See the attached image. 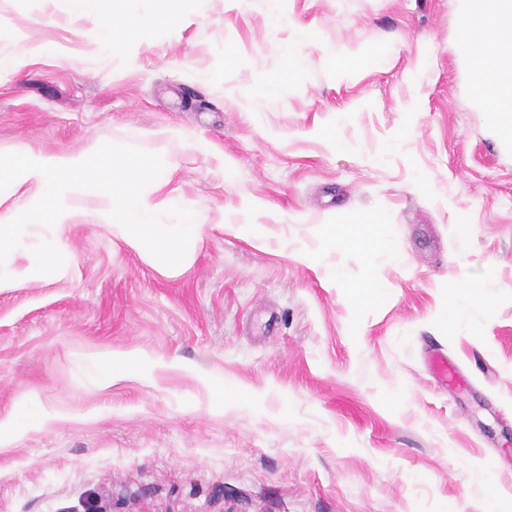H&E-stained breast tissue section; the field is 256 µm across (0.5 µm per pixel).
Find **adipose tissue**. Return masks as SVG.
Listing matches in <instances>:
<instances>
[{"label": "adipose tissue", "mask_w": 512, "mask_h": 512, "mask_svg": "<svg viewBox=\"0 0 512 512\" xmlns=\"http://www.w3.org/2000/svg\"><path fill=\"white\" fill-rule=\"evenodd\" d=\"M74 14L101 17L105 50L115 53L141 27L176 26L200 16L206 0H154L152 15L130 22L135 0H67ZM461 25V44L485 68L501 57V27L512 25V0H487ZM174 163L126 154L95 144L83 152L46 151L26 143L0 146V291L67 272L76 263L63 240L83 212L110 235L136 248L168 273L193 260L205 226L181 207L169 186Z\"/></svg>", "instance_id": "1"}]
</instances>
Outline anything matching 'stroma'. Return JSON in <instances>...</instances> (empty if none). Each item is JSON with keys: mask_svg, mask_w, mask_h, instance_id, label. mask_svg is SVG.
<instances>
[{"mask_svg": "<svg viewBox=\"0 0 512 512\" xmlns=\"http://www.w3.org/2000/svg\"><path fill=\"white\" fill-rule=\"evenodd\" d=\"M462 3L280 0L275 27L269 0H211L109 56L64 0H0V55L39 47L0 74V144L170 160L209 223L169 276L85 216L68 276L0 292V512L512 495V149L470 92ZM481 279L449 318V284ZM35 51L26 45H21L13 53L7 56H0V73L3 71L11 73H20L33 61Z\"/></svg>", "mask_w": 512, "mask_h": 512, "instance_id": "obj_1", "label": "stroma"}]
</instances>
